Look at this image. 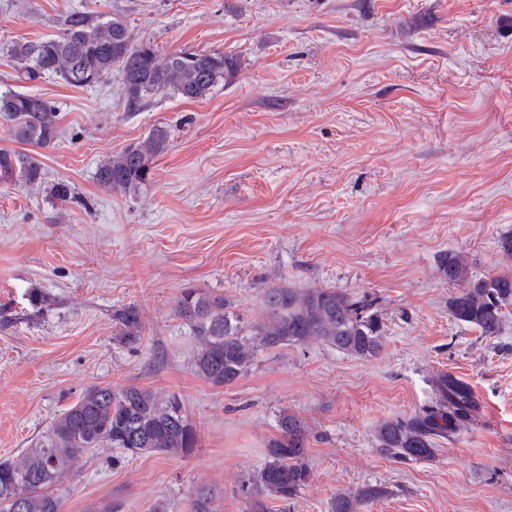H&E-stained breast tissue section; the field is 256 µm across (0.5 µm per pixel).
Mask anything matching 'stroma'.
Masks as SVG:
<instances>
[{"label": "stroma", "mask_w": 512, "mask_h": 512, "mask_svg": "<svg viewBox=\"0 0 512 512\" xmlns=\"http://www.w3.org/2000/svg\"><path fill=\"white\" fill-rule=\"evenodd\" d=\"M125 17L135 42L221 51L237 71L206 99L156 96L129 110L119 73L81 87L21 79L14 41L58 33L74 12ZM59 112L48 149L0 126V151L37 157L41 186L0 180V459L33 447L92 385L178 394L198 446L113 462L97 448L56 487L63 512H249L242 485L265 462L282 411L307 430L308 483L267 512H329L338 493L383 494L355 512H512V305L484 337L454 321L440 267L506 272L512 234V0H0V92ZM157 128L168 146L137 191L101 187L99 163ZM71 185L62 202L49 189ZM335 288L373 300L377 356L317 341L258 350L215 387L193 370L197 341L174 313L186 287L260 320L267 288ZM41 289L43 306L27 293ZM134 306L138 343L115 334ZM454 374L471 421L431 460L376 441Z\"/></svg>", "instance_id": "stroma-1"}]
</instances>
